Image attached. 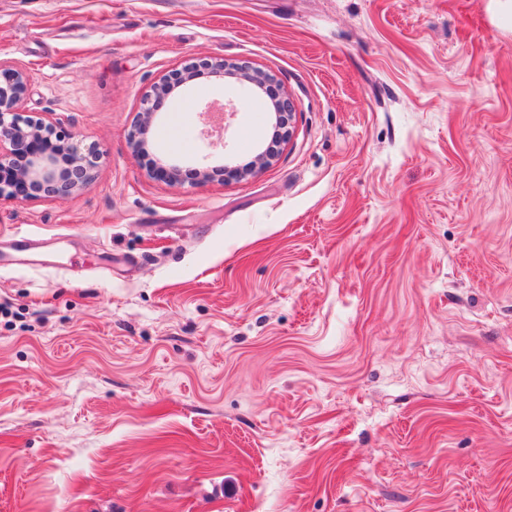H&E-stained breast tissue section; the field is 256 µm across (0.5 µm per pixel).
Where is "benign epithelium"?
<instances>
[{
  "label": "benign epithelium",
  "instance_id": "1",
  "mask_svg": "<svg viewBox=\"0 0 512 512\" xmlns=\"http://www.w3.org/2000/svg\"><path fill=\"white\" fill-rule=\"evenodd\" d=\"M209 70L214 82L224 85L233 79L248 85L269 97L270 112L277 140L285 141L292 135V120L296 112L293 100L279 87L275 75L260 69H243L224 60L198 58L174 71L169 78L156 85L147 95L142 113L131 141L134 151L143 150L147 134L157 115L176 89L188 85L196 76V66ZM26 67L0 63V199L27 201L39 194L69 196L91 182L95 177L98 154L92 148L83 149L71 134L51 121L24 114L22 104L28 91ZM275 159L274 151L257 146L248 166L232 164L233 157L224 152V172L243 178L253 168L265 167ZM182 167L175 161L158 164L150 169L156 178L171 183L181 182Z\"/></svg>",
  "mask_w": 512,
  "mask_h": 512
}]
</instances>
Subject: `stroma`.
Listing matches in <instances>:
<instances>
[{
	"label": "stroma",
	"mask_w": 512,
	"mask_h": 512,
	"mask_svg": "<svg viewBox=\"0 0 512 512\" xmlns=\"http://www.w3.org/2000/svg\"><path fill=\"white\" fill-rule=\"evenodd\" d=\"M198 57L290 139L201 74L134 152ZM0 62L99 154L0 201V512H512V0H0ZM213 100L273 163L149 176ZM209 70L214 82L226 85L227 79H234L240 86L248 85L256 90L264 92L269 97L270 114L274 119L273 125L278 141H285L292 135V120L296 112L293 100L280 89V84L275 75L260 69H243L235 63L224 60L212 61L207 58H197L195 62ZM197 65L186 64L181 69L175 70L169 78L156 85L151 94L147 95L142 108V113L136 125L131 141L135 152L143 150L145 145L144 135L147 134L157 115L176 89L187 86L196 76Z\"/></svg>",
	"instance_id": "stroma-1"
}]
</instances>
